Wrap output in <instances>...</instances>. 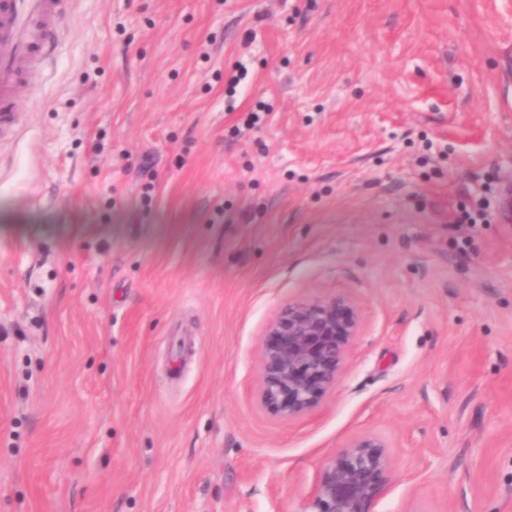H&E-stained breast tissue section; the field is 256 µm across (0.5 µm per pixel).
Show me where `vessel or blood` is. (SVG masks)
I'll list each match as a JSON object with an SVG mask.
<instances>
[{
    "label": "vessel or blood",
    "instance_id": "1",
    "mask_svg": "<svg viewBox=\"0 0 512 512\" xmlns=\"http://www.w3.org/2000/svg\"><path fill=\"white\" fill-rule=\"evenodd\" d=\"M71 0H0V131L9 129L28 59L54 49Z\"/></svg>",
    "mask_w": 512,
    "mask_h": 512
}]
</instances>
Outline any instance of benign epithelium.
<instances>
[{
  "instance_id": "obj_1",
  "label": "benign epithelium",
  "mask_w": 512,
  "mask_h": 512,
  "mask_svg": "<svg viewBox=\"0 0 512 512\" xmlns=\"http://www.w3.org/2000/svg\"><path fill=\"white\" fill-rule=\"evenodd\" d=\"M360 314L343 296L290 303L267 323L259 355V400L290 421L319 407L336 389L360 328ZM386 442L351 437L326 456L302 512H369L394 483Z\"/></svg>"
}]
</instances>
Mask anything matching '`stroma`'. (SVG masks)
<instances>
[{
    "label": "stroma",
    "mask_w": 512,
    "mask_h": 512,
    "mask_svg": "<svg viewBox=\"0 0 512 512\" xmlns=\"http://www.w3.org/2000/svg\"><path fill=\"white\" fill-rule=\"evenodd\" d=\"M0 137V512H512V0H73ZM262 112L254 129L247 117ZM346 296L334 395L257 399ZM360 322L344 296L280 309L259 355L261 405L288 421L319 407L336 389ZM386 442L373 434L351 437L326 456L301 512H370L394 483Z\"/></svg>",
    "instance_id": "35a3bbf8"
}]
</instances>
